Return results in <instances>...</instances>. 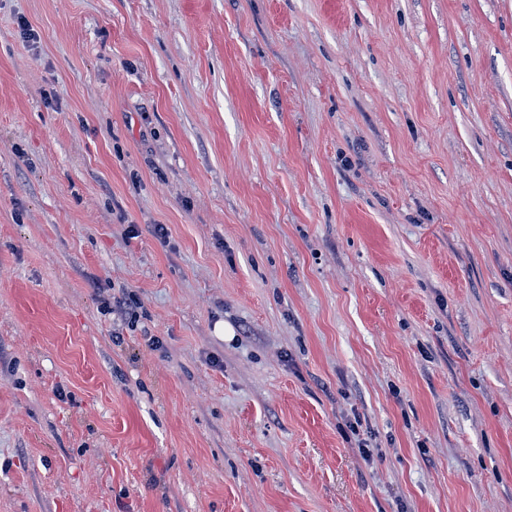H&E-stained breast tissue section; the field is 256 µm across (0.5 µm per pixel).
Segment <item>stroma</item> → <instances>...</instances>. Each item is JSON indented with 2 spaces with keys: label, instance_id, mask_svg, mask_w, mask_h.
<instances>
[{
  "label": "stroma",
  "instance_id": "35a3bbf8",
  "mask_svg": "<svg viewBox=\"0 0 512 512\" xmlns=\"http://www.w3.org/2000/svg\"><path fill=\"white\" fill-rule=\"evenodd\" d=\"M0 512H512V0H0Z\"/></svg>",
  "mask_w": 512,
  "mask_h": 512
}]
</instances>
